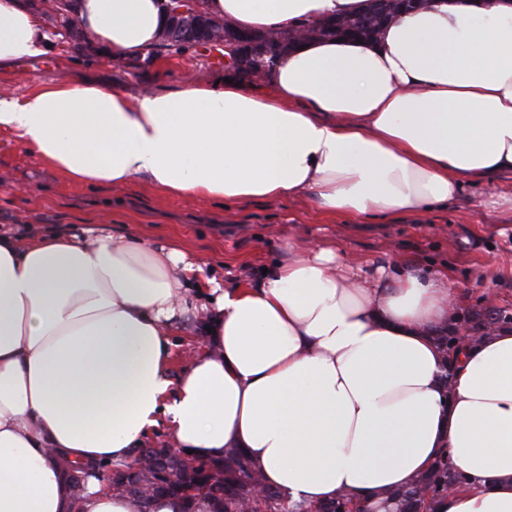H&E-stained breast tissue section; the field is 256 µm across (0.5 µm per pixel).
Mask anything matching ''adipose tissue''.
I'll list each match as a JSON object with an SVG mask.
<instances>
[{
	"label": "adipose tissue",
	"mask_w": 512,
	"mask_h": 512,
	"mask_svg": "<svg viewBox=\"0 0 512 512\" xmlns=\"http://www.w3.org/2000/svg\"><path fill=\"white\" fill-rule=\"evenodd\" d=\"M248 31L299 30L366 0H206ZM103 50L151 49L160 0H82ZM38 17L0 0V63L45 51ZM0 128L80 184L136 176L172 197L311 195L325 212L420 214L462 178L512 171V0H432L373 42L307 41L262 81L132 96L52 81L0 94ZM255 285L225 287L139 238L0 234V512H137L61 459L123 464L158 420L193 458L238 448L290 501L368 498L440 456L466 479L434 512H512V328L452 368L433 340L460 296L409 261L287 240ZM204 347L173 373L175 325Z\"/></svg>",
	"instance_id": "1"
}]
</instances>
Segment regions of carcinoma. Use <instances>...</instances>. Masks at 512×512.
<instances>
[{
  "label": "carcinoma",
  "mask_w": 512,
  "mask_h": 512,
  "mask_svg": "<svg viewBox=\"0 0 512 512\" xmlns=\"http://www.w3.org/2000/svg\"><path fill=\"white\" fill-rule=\"evenodd\" d=\"M336 25L326 22L311 25L312 38H351L372 39L383 24L379 14L370 6L365 11L335 19ZM269 51L257 49L240 72L248 78L264 73L265 64L276 60V51L283 43L275 39L267 42ZM512 324V316L496 305L485 304L484 311L455 313L448 324L435 330L433 340L439 353L446 361H453L461 348L487 337L490 330ZM143 454V464L133 471L135 482H145L151 486V494L141 496L125 489L122 480L112 481V490L126 496L139 505L138 512H150L152 504L162 496H176L188 502L204 495L211 498L215 512H240L242 504L251 497L253 487L260 484L264 495L254 501V512H352L356 496L351 492H340L335 497L319 504L305 502L286 504L283 493L264 481L263 473L238 448L224 449L219 459H188L189 472L170 478L152 458L149 450H139ZM463 475L448 464L443 455L427 471L415 476L412 481L400 488L385 492V498L394 505L393 512H433V503L448 489L462 485Z\"/></svg>",
  "instance_id": "1"
}]
</instances>
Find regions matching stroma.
Returning <instances> with one entry per match:
<instances>
[{
  "mask_svg": "<svg viewBox=\"0 0 512 512\" xmlns=\"http://www.w3.org/2000/svg\"><path fill=\"white\" fill-rule=\"evenodd\" d=\"M223 71L216 52L166 53L149 63L69 41L0 65V89L21 96L47 81H91L135 95L208 81ZM90 227L177 246L206 277L228 287L262 278L263 268L283 257L287 237L333 243L348 257L404 256L426 271L447 268L462 290L460 309L480 310L490 293L498 308L512 313V171L465 181L446 205L422 215L360 219L328 214L307 196L227 204L172 198L139 178L118 188L77 184L0 128V230L27 241Z\"/></svg>",
  "mask_w": 512,
  "mask_h": 512,
  "instance_id": "obj_1",
  "label": "stroma"
}]
</instances>
